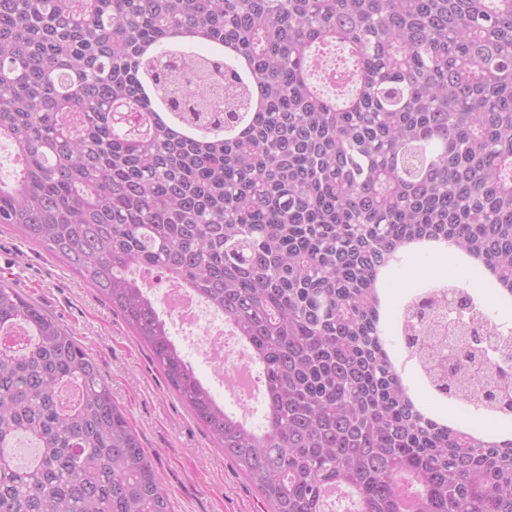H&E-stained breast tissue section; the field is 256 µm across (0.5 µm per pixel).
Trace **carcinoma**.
<instances>
[{"instance_id": "carcinoma-1", "label": "carcinoma", "mask_w": 512, "mask_h": 512, "mask_svg": "<svg viewBox=\"0 0 512 512\" xmlns=\"http://www.w3.org/2000/svg\"><path fill=\"white\" fill-rule=\"evenodd\" d=\"M344 46L347 96L314 79ZM0 224L64 258L152 352L270 512H512V441L416 405L380 338L381 273L443 242L512 293V0H0ZM224 314L263 374V426L196 375L129 271ZM441 392L512 410L474 371ZM444 353L446 306L408 305ZM0 512H169L95 359L0 280ZM36 446L29 466L8 448ZM416 476V491L398 483Z\"/></svg>"}]
</instances>
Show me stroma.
Masks as SVG:
<instances>
[{"label": "stroma", "instance_id": "1", "mask_svg": "<svg viewBox=\"0 0 512 512\" xmlns=\"http://www.w3.org/2000/svg\"><path fill=\"white\" fill-rule=\"evenodd\" d=\"M452 271L462 284L484 277L474 265L457 269L450 259L431 252L407 254L391 264L380 293L384 339L392 357L403 364L405 381L426 410L457 424L470 422L476 408L450 399L434 401L393 326L397 311L411 297ZM0 279L20 288L95 359L113 401L125 411L149 453L170 512H268L265 500L169 387L149 349L64 259L29 241L17 228L0 224Z\"/></svg>", "mask_w": 512, "mask_h": 512}]
</instances>
